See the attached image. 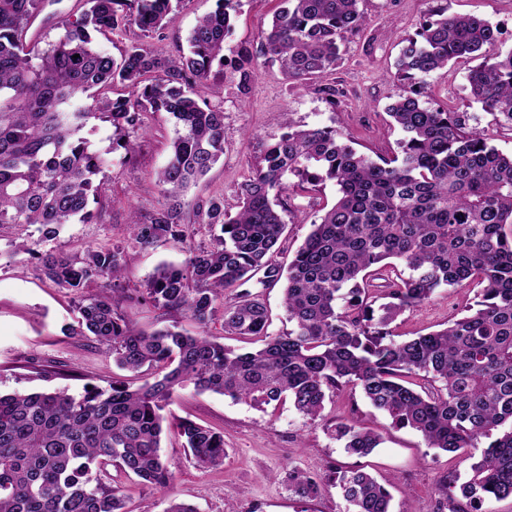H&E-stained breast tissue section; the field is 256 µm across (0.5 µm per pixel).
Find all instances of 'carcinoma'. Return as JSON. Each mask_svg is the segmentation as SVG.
Returning <instances> with one entry per match:
<instances>
[{
    "label": "carcinoma",
    "instance_id": "cac0c4a2",
    "mask_svg": "<svg viewBox=\"0 0 512 512\" xmlns=\"http://www.w3.org/2000/svg\"><path fill=\"white\" fill-rule=\"evenodd\" d=\"M79 17H58L61 36L42 51L21 41L38 0H0V228L39 226L43 239L99 215L97 177L112 154L136 150L147 114L176 119L165 164L156 172L159 207L132 213L131 240L142 248L173 243L185 263H162L142 288L112 287L123 274L114 243L82 254L16 250L36 255L41 276L75 295L80 318L65 329L90 337L130 374L108 390L73 395L65 389L0 393V512H125L123 489L102 481L109 465L139 484L166 488L173 479L161 453L163 423L184 440L203 468L224 464V433L184 418L167 422L166 408L187 386L264 408L285 400L313 421L327 396L359 390L395 429L419 433L425 447L465 462L483 448L466 480L445 475L440 492L466 508L512 497V154L490 144L460 113L422 102L426 78L450 62L486 54L496 29L473 15L428 20L402 39L387 107L400 130L397 152L372 158L330 126L279 124L238 188V210L218 198L189 195L224 155V109L201 106L193 84L224 70V43L239 0H216L174 55L133 41L120 59L95 35L118 28L165 27L192 0H87ZM360 0H282L259 55L279 64L288 81H322L341 59L345 34L365 23ZM253 54L243 49L233 72L246 89ZM473 100L512 130V52L490 56L468 71ZM120 84L128 95L91 94ZM112 127V142L95 149L85 136L93 121ZM332 182L336 200L317 210L288 267L274 259L283 238L286 201L320 193ZM206 226L210 243L190 245ZM284 282L291 328L270 331L267 306L244 288L253 277ZM480 286L475 304L448 326L398 340L391 324L441 287ZM224 304V334L257 339L238 353L209 327ZM151 306L192 321L137 329L122 304ZM336 440L365 457L382 436L353 418L335 427ZM288 489L314 498L319 483L296 469ZM336 485L348 512H392L390 491L361 468L339 471Z\"/></svg>",
    "mask_w": 512,
    "mask_h": 512
}]
</instances>
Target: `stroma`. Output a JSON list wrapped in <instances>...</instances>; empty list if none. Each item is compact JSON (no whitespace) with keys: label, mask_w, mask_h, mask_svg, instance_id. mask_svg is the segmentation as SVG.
Listing matches in <instances>:
<instances>
[{"label":"stroma","mask_w":512,"mask_h":512,"mask_svg":"<svg viewBox=\"0 0 512 512\" xmlns=\"http://www.w3.org/2000/svg\"><path fill=\"white\" fill-rule=\"evenodd\" d=\"M278 0H239L233 34L224 49L225 77L196 84L199 101L224 107V155L200 184L201 197L220 196L225 208H235L236 189L260 156L268 132L282 114L298 125L336 128L367 154L395 149L398 131L386 123V108L398 91L394 63L402 38L414 35L420 24L437 12L474 15L497 31L496 52L512 51V0H360L366 18L362 30L346 33L342 58L326 82L290 90L278 66L265 63L258 50ZM216 0H192L164 29H138L99 36L98 46L120 56L131 41L171 54L184 44L189 31ZM254 51L257 75L240 89L231 72L240 49ZM478 59L449 64L427 78L426 100L432 107L463 113L467 126L490 130L494 145L512 152V131L495 127L491 117L472 99L466 75ZM175 120L165 112L152 114L150 132L131 159L114 157L101 180L104 207L97 223L67 224L52 247L83 252L99 243H125L132 213L149 216L158 206L155 172L164 162L174 135ZM318 197H295L286 217L285 237L278 253L289 263L310 229ZM20 228L0 229V391H39L65 388L82 392L85 385H111L120 374L104 349L93 339L63 334L75 323L73 298L41 278L31 254L15 250ZM185 251L168 243L154 249L127 246L122 287L133 289L163 262L180 263ZM476 287L442 288L428 301L402 315L397 332L409 338L436 331L472 304ZM167 416L188 417L224 433L228 456L223 466L203 468L173 432H166L162 451L172 464L169 487L149 489L135 477L116 473L127 496L129 512H165L169 500L195 507L196 512H345L347 504L334 480L337 470L362 466L393 495L394 512H420L439 501L437 487L449 473L466 474L458 456L425 447L412 430L390 428L388 419L371 408L361 393L327 400L316 421H309L287 402L261 409L219 394L180 390ZM354 418L383 437L367 457L345 452L333 430L341 418ZM299 468L320 484L317 498L305 500L288 489L286 476Z\"/></svg>","instance_id":"1"}]
</instances>
